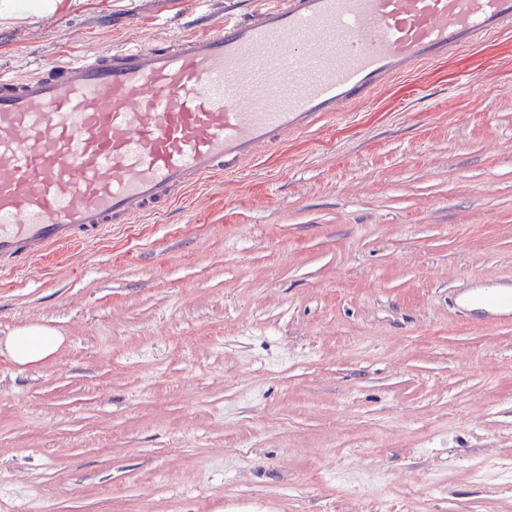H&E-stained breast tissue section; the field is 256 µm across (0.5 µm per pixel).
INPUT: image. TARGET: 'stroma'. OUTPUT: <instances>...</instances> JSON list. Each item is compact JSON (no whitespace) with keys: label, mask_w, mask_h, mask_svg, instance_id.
Listing matches in <instances>:
<instances>
[{"label":"stroma","mask_w":512,"mask_h":512,"mask_svg":"<svg viewBox=\"0 0 512 512\" xmlns=\"http://www.w3.org/2000/svg\"><path fill=\"white\" fill-rule=\"evenodd\" d=\"M201 0H0L28 74ZM512 36L422 66L165 214L0 270V512H512ZM480 299L486 308L484 319L512 325V282H499L489 288H476L456 295L457 306L464 312L472 311V301ZM62 337L46 327L29 325L8 336L4 350L19 366L38 363L52 355L61 345Z\"/></svg>","instance_id":"obj_1"}]
</instances>
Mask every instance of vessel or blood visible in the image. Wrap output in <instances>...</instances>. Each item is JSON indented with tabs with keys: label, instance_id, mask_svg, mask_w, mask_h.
Returning <instances> with one entry per match:
<instances>
[{
	"label": "vessel or blood",
	"instance_id": "1",
	"mask_svg": "<svg viewBox=\"0 0 512 512\" xmlns=\"http://www.w3.org/2000/svg\"><path fill=\"white\" fill-rule=\"evenodd\" d=\"M512 34V0H265L165 46L0 73V268L161 214L421 65ZM512 325V282L457 294Z\"/></svg>",
	"mask_w": 512,
	"mask_h": 512
}]
</instances>
